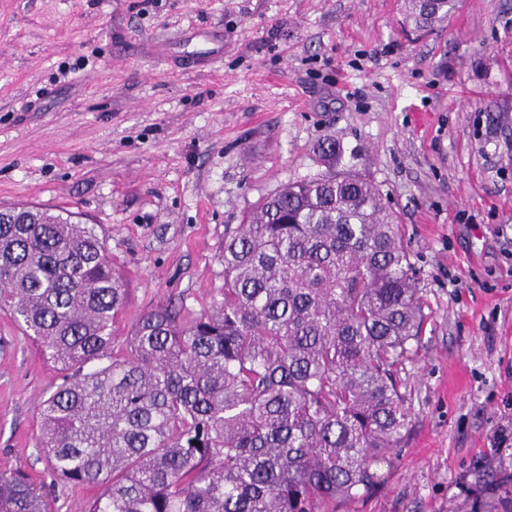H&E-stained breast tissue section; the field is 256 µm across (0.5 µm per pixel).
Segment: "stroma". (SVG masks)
I'll list each match as a JSON object with an SVG mask.
<instances>
[{"label": "stroma", "mask_w": 512, "mask_h": 512, "mask_svg": "<svg viewBox=\"0 0 512 512\" xmlns=\"http://www.w3.org/2000/svg\"><path fill=\"white\" fill-rule=\"evenodd\" d=\"M0 0V206L94 226L129 288L115 326L220 300L224 237L331 138L399 221L428 316L410 424L348 512H470L512 474V0ZM59 384L0 311V469L51 483L37 407ZM54 512L95 487L52 485ZM405 24L415 31H427L441 26L456 8L457 0H409Z\"/></svg>", "instance_id": "obj_1"}]
</instances>
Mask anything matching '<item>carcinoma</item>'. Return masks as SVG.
<instances>
[{"label": "carcinoma", "mask_w": 512, "mask_h": 512, "mask_svg": "<svg viewBox=\"0 0 512 512\" xmlns=\"http://www.w3.org/2000/svg\"><path fill=\"white\" fill-rule=\"evenodd\" d=\"M457 0H410L442 25ZM283 185L224 237L222 300L143 313L115 351L128 288L95 229L41 208L0 218V310L61 383L38 405L54 482L95 486L85 512H343L385 485L408 431L402 365L428 316L397 217L338 168ZM473 512H512V475ZM0 512H53L0 469Z\"/></svg>", "instance_id": "obj_1"}]
</instances>
